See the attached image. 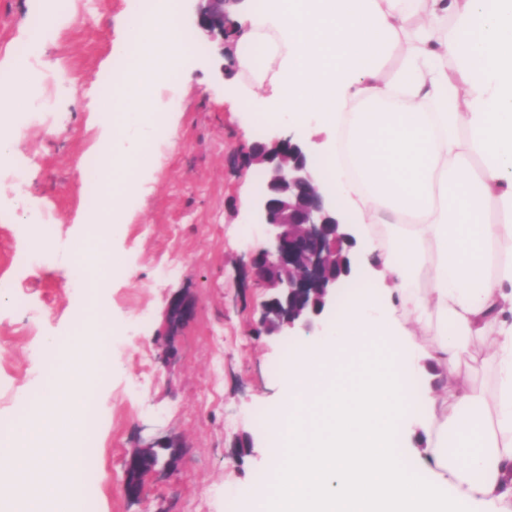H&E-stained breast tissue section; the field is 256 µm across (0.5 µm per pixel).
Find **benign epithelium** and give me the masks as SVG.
Wrapping results in <instances>:
<instances>
[{
  "label": "benign epithelium",
  "mask_w": 512,
  "mask_h": 512,
  "mask_svg": "<svg viewBox=\"0 0 512 512\" xmlns=\"http://www.w3.org/2000/svg\"><path fill=\"white\" fill-rule=\"evenodd\" d=\"M197 26L212 40L230 32L226 0H198ZM258 164L263 188L251 203L264 240L252 257L257 278L268 290L257 334L279 335L300 328L311 334L336 302L337 288L353 271L354 228L336 211L308 160L307 146L288 136L272 147L251 145L247 164ZM194 304L176 296L168 304L161 359L170 360L174 340L193 316ZM181 444L174 437L151 439L130 449L125 460L127 495L138 498L147 476L162 468L178 470Z\"/></svg>",
  "instance_id": "7a95c632"
}]
</instances>
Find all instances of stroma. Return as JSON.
Segmentation results:
<instances>
[{
	"label": "stroma",
	"mask_w": 512,
	"mask_h": 512,
	"mask_svg": "<svg viewBox=\"0 0 512 512\" xmlns=\"http://www.w3.org/2000/svg\"><path fill=\"white\" fill-rule=\"evenodd\" d=\"M129 9V0H71V23L46 25L31 49L37 83L30 94L0 97V135L10 136L11 124L21 127L13 154L0 162V427L45 386L48 339L75 329L85 290L69 270L71 248L85 232L83 164L96 152L99 90L113 72ZM195 9L194 0H182L178 14L195 41L191 56L178 65L175 82L154 90L173 131L153 140L156 172L138 175L110 239L124 273L105 294L114 331L106 342L110 382L94 392L101 416L95 512H230L239 489L273 464L269 432L257 416L285 397L279 366L286 347L308 340L302 332L254 333L267 294L250 263L261 239L250 222L259 169L245 167L244 155L252 143L295 132L317 162L325 157V135L314 122L295 131L230 111L228 85L246 98L267 90L237 74L232 42L204 35ZM32 12L31 0H0V68L16 61L14 47L27 40ZM45 213L54 217L46 249L17 231ZM178 294L193 300L195 314L166 365L156 338ZM460 373L494 395L498 373L488 349L464 355ZM244 433L253 445L242 450L234 442ZM170 435L183 443L178 472L150 477L140 499L127 496L128 451Z\"/></svg>",
	"instance_id": "obj_1"
}]
</instances>
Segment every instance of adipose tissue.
Instances as JSON below:
<instances>
[{"instance_id":"ef3b65f1","label":"adipose tissue","mask_w":512,"mask_h":512,"mask_svg":"<svg viewBox=\"0 0 512 512\" xmlns=\"http://www.w3.org/2000/svg\"><path fill=\"white\" fill-rule=\"evenodd\" d=\"M235 68L266 97L224 92L231 110L298 126L317 117L343 153L338 195L359 219L388 225L365 242L381 282L336 319L322 343L283 367L287 390L268 420L270 478L242 488L239 512H512V0H229ZM409 54L382 76L397 39ZM468 138H461V130ZM484 161L469 167L472 155ZM502 261L489 274L490 248ZM428 270L430 285L413 281ZM402 309L424 340L391 319ZM490 345L494 406L472 387H411L429 359L442 376ZM425 413L427 445H394Z\"/></svg>"}]
</instances>
